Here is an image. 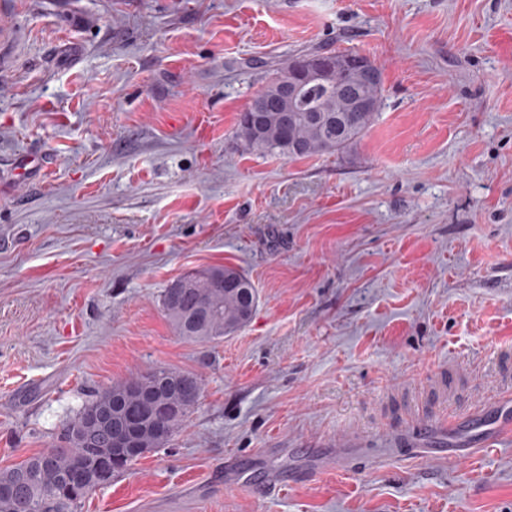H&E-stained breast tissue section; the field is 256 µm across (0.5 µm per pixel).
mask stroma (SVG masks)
<instances>
[{
  "mask_svg": "<svg viewBox=\"0 0 512 512\" xmlns=\"http://www.w3.org/2000/svg\"><path fill=\"white\" fill-rule=\"evenodd\" d=\"M1 19L0 469L163 367L199 402L79 512H512V441L419 453L427 423L512 390V0H0ZM322 49L382 71L364 136L238 150L239 112ZM215 265L257 307L191 342L162 295ZM344 436L351 468L296 480Z\"/></svg>",
  "mask_w": 512,
  "mask_h": 512,
  "instance_id": "1",
  "label": "stroma"
}]
</instances>
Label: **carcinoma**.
Instances as JSON below:
<instances>
[{
	"instance_id": "carcinoma-1",
	"label": "carcinoma",
	"mask_w": 512,
	"mask_h": 512,
	"mask_svg": "<svg viewBox=\"0 0 512 512\" xmlns=\"http://www.w3.org/2000/svg\"><path fill=\"white\" fill-rule=\"evenodd\" d=\"M311 56L289 61L256 98L270 99L279 82L294 80ZM336 85L360 91L371 101L368 112H349L344 96L317 83L306 87L302 106L288 113V128L267 113L261 129L238 118L237 146L288 158L339 154L354 145L373 122L381 102L382 79L366 80L364 68L346 66ZM322 106L323 112L308 111ZM193 287L167 288L162 307L183 338L220 342L252 318V280L234 266L197 269ZM202 385L189 373L156 368L97 394L63 428L60 444L0 470V512H78L82 501L112 482L147 450L167 443L198 403ZM134 433L135 448L120 442Z\"/></svg>"
}]
</instances>
